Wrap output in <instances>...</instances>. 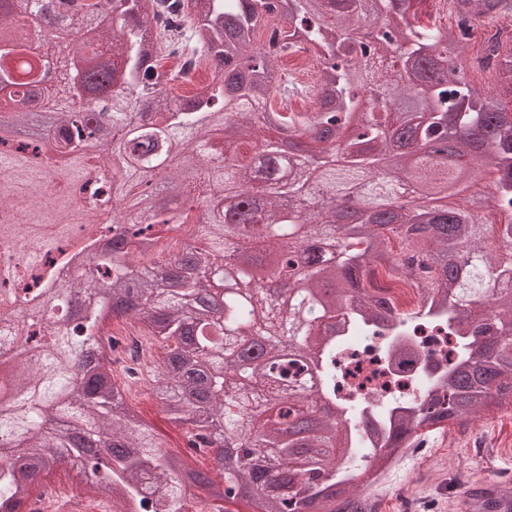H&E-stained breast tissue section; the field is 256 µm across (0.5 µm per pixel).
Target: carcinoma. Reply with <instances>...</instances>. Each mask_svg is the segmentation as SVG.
<instances>
[{"mask_svg": "<svg viewBox=\"0 0 512 512\" xmlns=\"http://www.w3.org/2000/svg\"><path fill=\"white\" fill-rule=\"evenodd\" d=\"M423 0H186L188 31L157 29L155 9L131 0H0V212L6 235L24 227L41 240L38 289L0 288V305L38 304L57 283L56 270L77 265L81 278L56 300L65 329L31 319L26 343L37 361L0 359V438L21 436L26 453L0 467V512L18 506L55 469L43 448L53 445L90 472L88 492L112 502V512L149 505L153 479L161 490L155 512H186L189 500L241 499L254 512H371L350 493L405 435L462 417L512 405V47L497 30L483 58L466 66L469 22L512 14V0H475L455 11L449 27L422 19ZM275 17L267 42L259 30ZM379 28L365 43L364 25ZM78 40L70 60L81 85L56 87L29 52L26 26ZM303 42L317 52L318 84L312 112H275L268 101L286 87L280 58ZM179 50L215 73L191 98L171 92L175 75L157 66ZM492 69L495 90L480 93L470 70ZM94 140L95 154L85 143ZM430 140L450 149L419 153ZM343 145L336 158V144ZM50 145L64 168V186L44 200V157ZM173 152L186 167L167 169V194L146 189L154 170ZM104 163L119 178L102 184L120 201L108 231L112 252L98 249L104 234L96 213H75L66 197ZM384 167L387 181L374 172ZM410 173L414 200L396 205L397 176ZM489 190H479L480 181ZM354 190L363 207L350 223L336 222V196ZM323 199L310 214L305 199ZM197 234L162 240L163 228L189 221ZM499 216L496 223L491 217ZM87 224L88 235L62 249L42 228ZM399 241V252L390 246ZM278 249L277 301L253 287L263 267L237 244ZM423 306L408 317L373 295L379 268L410 276ZM169 266L166 284L143 277L147 267ZM98 288L76 319L62 295ZM114 320L136 322L143 335L174 343L157 366L152 397L170 421L188 427L195 452L206 455L212 428L221 424L236 453L216 481L162 445L115 381L112 359L75 364L100 349ZM448 325L458 352L442 370L428 369L418 394L386 398L343 395L336 355L362 341L378 343L391 362L419 353L392 343L417 323ZM19 327L0 311V339ZM299 349L284 356L278 337ZM296 365L303 378L288 377ZM317 392L307 391L308 383ZM323 403L333 412L300 430ZM62 425L46 438L35 423ZM76 429L88 446L112 449L103 464L71 440ZM277 464L279 476L267 477Z\"/></svg>", "mask_w": 512, "mask_h": 512, "instance_id": "carcinoma-1", "label": "carcinoma"}]
</instances>
